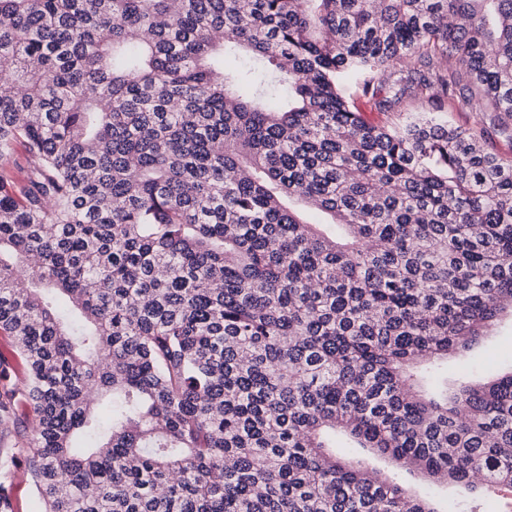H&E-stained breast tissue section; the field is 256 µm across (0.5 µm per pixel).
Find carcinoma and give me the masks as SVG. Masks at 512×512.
Instances as JSON below:
<instances>
[{
  "label": "carcinoma",
  "instance_id": "1",
  "mask_svg": "<svg viewBox=\"0 0 512 512\" xmlns=\"http://www.w3.org/2000/svg\"><path fill=\"white\" fill-rule=\"evenodd\" d=\"M361 73L511 126L512 0H0V512L19 458L42 512H437L343 439L512 487V372H448L512 159Z\"/></svg>",
  "mask_w": 512,
  "mask_h": 512
}]
</instances>
